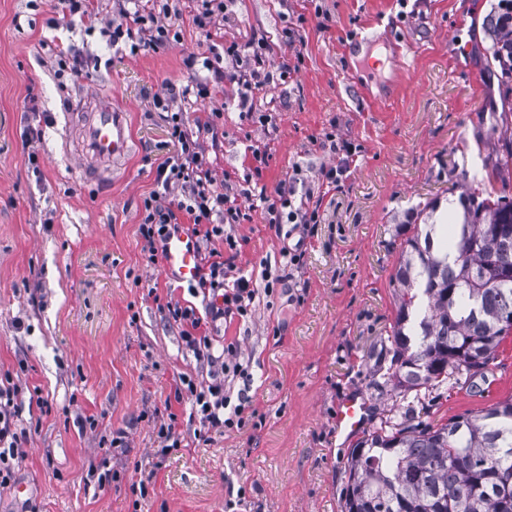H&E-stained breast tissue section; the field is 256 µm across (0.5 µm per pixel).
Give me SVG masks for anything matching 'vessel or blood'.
Here are the masks:
<instances>
[{
  "mask_svg": "<svg viewBox=\"0 0 512 512\" xmlns=\"http://www.w3.org/2000/svg\"><path fill=\"white\" fill-rule=\"evenodd\" d=\"M78 153L82 158L79 177L84 182L99 184L110 179L116 167L133 150L123 112L101 105L84 106L75 113ZM163 270L183 282H193L199 273V261L193 235L181 232L167 237L161 249ZM366 419V405L356 396L346 398L336 412L340 432L351 434Z\"/></svg>",
  "mask_w": 512,
  "mask_h": 512,
  "instance_id": "obj_1",
  "label": "vessel or blood"
}]
</instances>
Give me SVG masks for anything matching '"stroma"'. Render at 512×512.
I'll list each match as a JSON object with an SVG mask.
<instances>
[{
    "label": "stroma",
    "instance_id": "obj_1",
    "mask_svg": "<svg viewBox=\"0 0 512 512\" xmlns=\"http://www.w3.org/2000/svg\"><path fill=\"white\" fill-rule=\"evenodd\" d=\"M56 6L0 0V375L18 388L27 436L0 512H342L356 439L336 430L340 403L364 397L375 424L402 402L373 385L391 365L379 352L398 310L399 242L421 209H447L463 187L512 198V168L491 180L484 170L512 142V87L486 59L498 0H322L319 15L312 0H230L225 43H265L269 71L291 66L250 115L231 105L229 85L204 104H155L167 84L211 74L194 0L177 4L178 43L134 54L81 25L50 30ZM288 29L300 35L291 47ZM55 37L82 58L77 73L60 70ZM87 96L127 112L135 141L98 186L75 177L78 154L63 140ZM169 110L221 113L208 155L230 186L271 192L298 165L296 198L322 202L319 223L293 228L244 199L247 220L224 227L244 274L283 283L257 295L250 317L209 325L214 355L237 343L250 376L234 378L230 395L253 415L204 442L179 377L206 383L212 368L168 312L191 300L189 285L150 259L139 232L142 199L173 152ZM27 125L39 140L23 137ZM329 133L358 155L333 187L322 177L339 162ZM509 398L512 335L482 373L432 394L421 419L441 424ZM168 420L184 445L166 451L157 430Z\"/></svg>",
    "mask_w": 512,
    "mask_h": 512
}]
</instances>
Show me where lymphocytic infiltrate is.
Masks as SVG:
<instances>
[{"mask_svg": "<svg viewBox=\"0 0 512 512\" xmlns=\"http://www.w3.org/2000/svg\"><path fill=\"white\" fill-rule=\"evenodd\" d=\"M200 5L194 23L206 32L212 55L208 65L214 73L213 82L196 85V96L206 99L212 93V83L235 85L238 107L248 112L254 97L269 91L276 84V72L266 70L265 44L251 43L245 47L232 44L222 46L214 29L217 21L224 18L225 0H199ZM171 9L165 0L160 6H146L140 0H121L117 16L100 29L102 39L109 46L130 43L132 50L156 51L179 41L181 31L171 22ZM232 57L231 69H223L225 57ZM170 138L175 148L173 156L158 165L156 188L144 198L139 232L147 246L165 238L179 217H186L193 224V232L199 244L205 245V259L209 265L200 273L190 288L193 296L204 299L202 309L192 306L171 305L169 313L182 327V338L195 357L212 358V339L202 328L204 318L218 319L224 315L247 316L258 292H272L273 281H265L263 288H254L251 279L242 274L235 263L225 260L223 254L212 248L214 238L223 236L224 227L244 220L245 215L238 203L239 198L254 195L251 188L229 190L225 180L219 179L206 150L200 141V131L194 130L187 116L175 112L170 116ZM296 175L281 181L274 192L257 194L266 220L271 224L288 221L292 224H315L320 215L315 208H292L291 195L295 192ZM182 197L176 205H169L167 198L174 191ZM224 297L223 307H216L215 294ZM180 382L193 400L195 415L207 430L241 428L248 421L246 403H232L223 381L201 384L189 375H182ZM15 390L0 386V487L8 485L13 476V463L22 457L25 434L16 431L13 418L17 406Z\"/></svg>", "mask_w": 512, "mask_h": 512, "instance_id": "1", "label": "lymphocytic infiltrate"}]
</instances>
